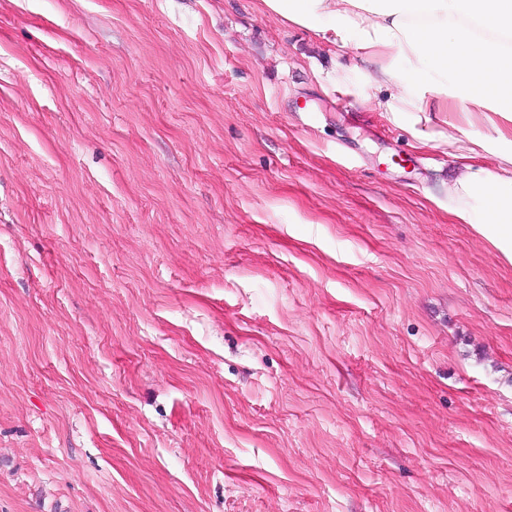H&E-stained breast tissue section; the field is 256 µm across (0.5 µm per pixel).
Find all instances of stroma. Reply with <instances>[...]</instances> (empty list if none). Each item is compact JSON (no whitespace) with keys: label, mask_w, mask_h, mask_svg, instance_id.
<instances>
[{"label":"stroma","mask_w":512,"mask_h":512,"mask_svg":"<svg viewBox=\"0 0 512 512\" xmlns=\"http://www.w3.org/2000/svg\"><path fill=\"white\" fill-rule=\"evenodd\" d=\"M370 70L254 0H0V512H512V263Z\"/></svg>","instance_id":"obj_1"}]
</instances>
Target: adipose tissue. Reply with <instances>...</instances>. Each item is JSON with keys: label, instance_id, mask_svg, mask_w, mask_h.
I'll return each instance as SVG.
<instances>
[{"label": "adipose tissue", "instance_id": "adipose-tissue-1", "mask_svg": "<svg viewBox=\"0 0 512 512\" xmlns=\"http://www.w3.org/2000/svg\"><path fill=\"white\" fill-rule=\"evenodd\" d=\"M262 13L303 28L331 52L353 48L374 64L368 89L392 122L454 111L492 136H445L458 161L448 213L512 261V0H257ZM404 58L406 70L393 67ZM495 157L497 169L485 167Z\"/></svg>", "mask_w": 512, "mask_h": 512}]
</instances>
